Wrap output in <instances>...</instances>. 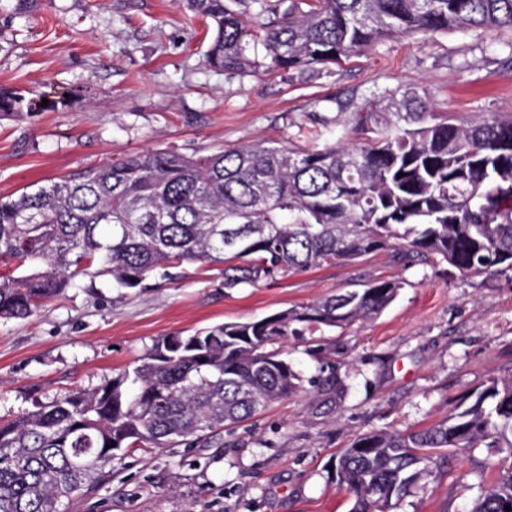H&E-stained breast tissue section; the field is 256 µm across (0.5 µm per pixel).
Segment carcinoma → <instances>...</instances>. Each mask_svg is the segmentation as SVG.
<instances>
[{
  "label": "carcinoma",
  "instance_id": "1",
  "mask_svg": "<svg viewBox=\"0 0 512 512\" xmlns=\"http://www.w3.org/2000/svg\"><path fill=\"white\" fill-rule=\"evenodd\" d=\"M259 2L262 57L247 12ZM211 20L209 67L229 75L332 72L384 40L448 30H512V0H186ZM0 88V112H50L63 99ZM403 177H398V174ZM394 249L467 276L512 274V118L452 123L409 89L349 113L319 147L259 142L209 155L148 150L0 198V261L46 269L0 283V317L25 318L80 275L138 288L157 269L224 266V287ZM401 290L375 282L249 322L163 336L140 365L0 421V512H66L129 448L221 444L297 393L276 345L311 326L378 315ZM512 455V374L441 421L358 435L331 463L349 512H390L443 463L442 450ZM470 512L512 505V471Z\"/></svg>",
  "mask_w": 512,
  "mask_h": 512
}]
</instances>
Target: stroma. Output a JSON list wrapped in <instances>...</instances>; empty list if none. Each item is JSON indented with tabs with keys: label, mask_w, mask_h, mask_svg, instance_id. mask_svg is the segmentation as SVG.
Here are the masks:
<instances>
[{
	"label": "stroma",
	"mask_w": 512,
	"mask_h": 512,
	"mask_svg": "<svg viewBox=\"0 0 512 512\" xmlns=\"http://www.w3.org/2000/svg\"><path fill=\"white\" fill-rule=\"evenodd\" d=\"M208 19L184 0H0V87L66 98L57 112L0 114V197L148 149L186 155L330 140L339 101L415 89L460 122L512 115V32L406 36L332 74L229 76L205 54ZM399 281L375 318L281 344L301 391L225 431L220 448L136 450L107 463L67 512H349L328 462L357 435L429 426L490 378L512 373V281L446 275L382 250L258 286L228 288L186 264L141 287L82 276L24 319L0 318V420L138 364L154 341L300 308L361 283ZM512 454L449 451L393 512H468L478 480Z\"/></svg>",
	"instance_id": "stroma-1"
}]
</instances>
